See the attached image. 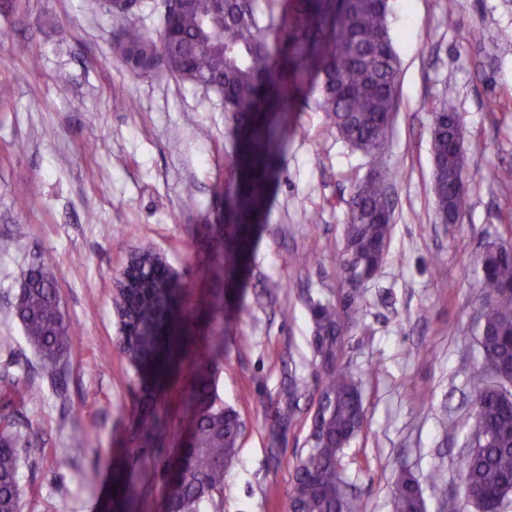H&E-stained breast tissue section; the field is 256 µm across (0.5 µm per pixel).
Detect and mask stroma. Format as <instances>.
<instances>
[{"mask_svg": "<svg viewBox=\"0 0 512 512\" xmlns=\"http://www.w3.org/2000/svg\"><path fill=\"white\" fill-rule=\"evenodd\" d=\"M163 0H136L127 15L107 0H0V373L34 385L13 402L38 435L23 456L18 512H110L116 468L149 471L135 512H163L164 459L128 442L142 396L116 348L114 281L140 247L158 252L190 292L195 337L223 327L219 392L245 422L224 478L221 512H289V481L305 457L319 379L309 305L348 286L340 268L346 205L370 156L341 140L315 105L294 114L299 131L278 163L263 229L239 282L244 295L223 318L205 308L212 290L206 241L216 185L231 182L234 156L224 101L176 80L164 67L133 75L114 47L117 21L160 31ZM390 33L400 57L399 104L386 166L395 196L388 255L357 289V323L341 366L358 382L365 426L342 460L358 512H395L392 484L408 470L427 486L443 470L448 498L426 495L427 512H476L460 462L474 408L469 377L483 363L474 331L481 257L512 246V0H391ZM481 40H474V30ZM40 56L30 69L13 44ZM450 99L467 152L470 206L440 223L432 194V105ZM319 211L320 221L303 215ZM302 263H294L293 255ZM45 257L73 339L55 378L40 374L12 305L21 272ZM270 304L254 303L257 293ZM196 351L167 385L162 407L183 448V412ZM295 381L300 409L285 442L270 452L267 431L280 388ZM75 448L72 464L55 455Z\"/></svg>", "mask_w": 512, "mask_h": 512, "instance_id": "stroma-1", "label": "stroma"}]
</instances>
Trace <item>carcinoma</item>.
Listing matches in <instances>:
<instances>
[{"label": "carcinoma", "instance_id": "obj_1", "mask_svg": "<svg viewBox=\"0 0 512 512\" xmlns=\"http://www.w3.org/2000/svg\"><path fill=\"white\" fill-rule=\"evenodd\" d=\"M389 0H293L279 16H258L252 3L239 0H185L162 18L158 37L131 24L115 34V47L131 71L146 76L163 66L180 80L219 93L235 136L237 173L231 185L214 188L224 208L214 211L209 248L213 276L224 280L208 302L224 311L228 285L248 262L257 225L274 178V163L286 146L291 116L316 98L330 125L352 148L377 166L356 182L347 202L342 269L346 280L372 276L383 264L391 237L393 212L386 209L383 160L388 130L397 110L400 62L389 34ZM430 150L432 189L440 223L455 222L468 204L462 176L464 145L454 144L458 118L444 102L432 107ZM127 273L139 287L113 291L119 317L118 344L143 389L140 423L132 435L139 448L167 455L171 433L161 397L187 340L193 320L185 287L174 270L150 248L132 257ZM481 320L476 333L486 365L469 379L475 421L471 449L460 467L467 496L478 512H496L512 500V399L499 387L512 380V251L485 257ZM313 344L322 379L312 424L321 444L294 468L289 498L300 512H352L341 472L345 448L364 426L361 392L340 366L344 338L356 322L358 305L347 293L342 301H315L310 307ZM14 316L38 356L44 376L53 378L67 354L72 327L58 287L42 259L22 272ZM224 352V331L207 337L191 372L187 413L191 432L179 459L168 460L172 481L164 512H201L207 503L219 512L224 475L232 467L244 422L224 404L217 379ZM298 406L297 389L282 388L269 427L278 447ZM35 438L13 412L0 413V512H17L22 487V455ZM149 476L116 478L112 508L127 512L142 497ZM396 512H426L419 482L409 472L394 481Z\"/></svg>", "mask_w": 512, "mask_h": 512}]
</instances>
